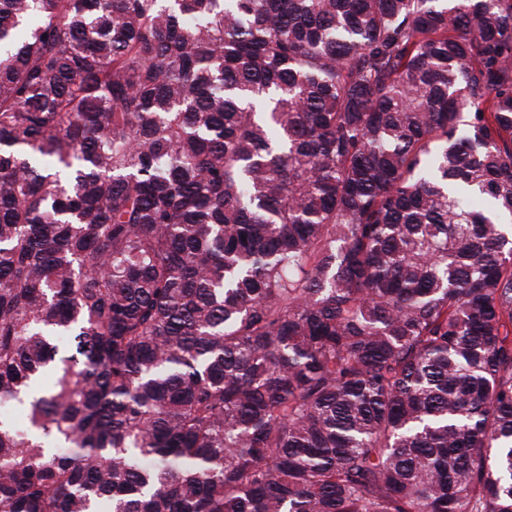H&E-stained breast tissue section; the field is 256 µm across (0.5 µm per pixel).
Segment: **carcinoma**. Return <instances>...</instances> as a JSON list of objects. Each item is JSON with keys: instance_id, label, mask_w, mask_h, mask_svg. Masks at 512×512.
<instances>
[{"instance_id": "cac0c4a2", "label": "carcinoma", "mask_w": 512, "mask_h": 512, "mask_svg": "<svg viewBox=\"0 0 512 512\" xmlns=\"http://www.w3.org/2000/svg\"><path fill=\"white\" fill-rule=\"evenodd\" d=\"M0 512H512V0H0Z\"/></svg>"}]
</instances>
